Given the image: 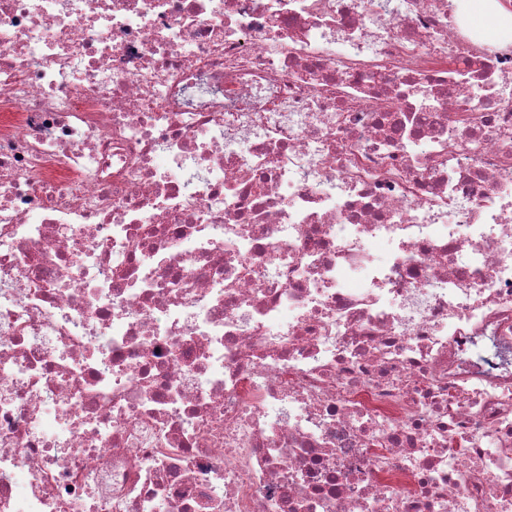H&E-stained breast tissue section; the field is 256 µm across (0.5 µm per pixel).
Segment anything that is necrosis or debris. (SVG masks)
Returning <instances> with one entry per match:
<instances>
[{
    "label": "necrosis or debris",
    "mask_w": 512,
    "mask_h": 512,
    "mask_svg": "<svg viewBox=\"0 0 512 512\" xmlns=\"http://www.w3.org/2000/svg\"><path fill=\"white\" fill-rule=\"evenodd\" d=\"M0 512H512V43L0 0Z\"/></svg>",
    "instance_id": "necrosis-or-debris-1"
}]
</instances>
